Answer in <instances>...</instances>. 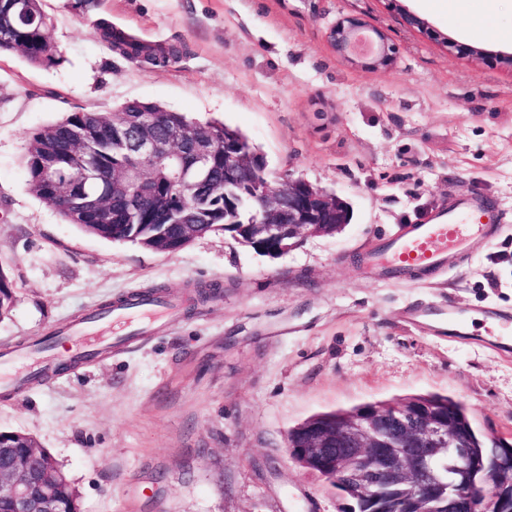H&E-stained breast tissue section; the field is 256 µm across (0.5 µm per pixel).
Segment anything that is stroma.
I'll list each match as a JSON object with an SVG mask.
<instances>
[{
	"label": "stroma",
	"instance_id": "35a3bbf8",
	"mask_svg": "<svg viewBox=\"0 0 512 512\" xmlns=\"http://www.w3.org/2000/svg\"><path fill=\"white\" fill-rule=\"evenodd\" d=\"M73 3L43 0L61 65L0 57V269L14 288L0 353L136 292L181 309L128 350L0 390V431L35 437L82 512H341L331 483L289 458V429L411 394L452 396L480 432L512 438V353L488 347L476 315L512 306V0H98L84 15ZM102 17L178 59L111 54ZM347 18L383 32L394 63L332 50L327 29ZM131 100L240 129L271 179L335 194L350 223L274 259L224 233L167 254L67 223L29 189L30 136ZM467 197L503 230L462 265L401 283L369 263L402 226ZM429 304L468 322L451 336L407 320Z\"/></svg>",
	"mask_w": 512,
	"mask_h": 512
}]
</instances>
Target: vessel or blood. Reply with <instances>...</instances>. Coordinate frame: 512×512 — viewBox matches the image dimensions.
Here are the masks:
<instances>
[{
	"label": "vessel or blood",
	"instance_id": "1",
	"mask_svg": "<svg viewBox=\"0 0 512 512\" xmlns=\"http://www.w3.org/2000/svg\"><path fill=\"white\" fill-rule=\"evenodd\" d=\"M501 230V225L490 223L483 205L464 201L457 210L436 213L386 239L371 253L370 259L386 274L411 278L419 273L446 269L453 261L463 258L465 246L472 237H479L490 244ZM176 308L175 302L166 299L114 305L108 319L87 322L73 332L76 350L67 359V366L74 369L84 360L100 356L102 346H89L88 340L94 334L105 335L108 325L122 324L127 328L126 334L112 338V350L120 351L135 343L140 334L157 321L172 315Z\"/></svg>",
	"mask_w": 512,
	"mask_h": 512
}]
</instances>
